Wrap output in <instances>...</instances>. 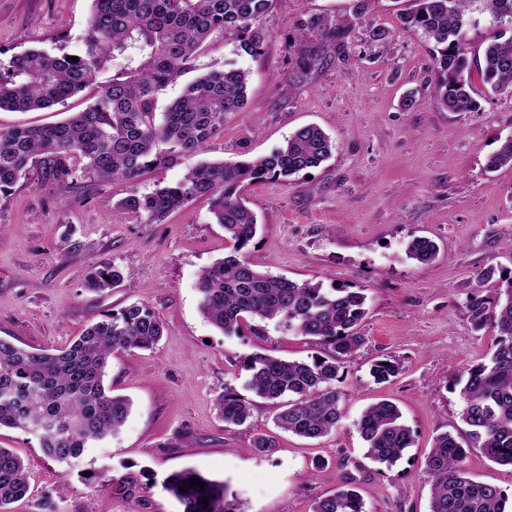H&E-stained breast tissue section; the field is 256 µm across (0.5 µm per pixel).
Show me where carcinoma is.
I'll list each match as a JSON object with an SVG mask.
<instances>
[{
    "instance_id": "1",
    "label": "carcinoma",
    "mask_w": 512,
    "mask_h": 512,
    "mask_svg": "<svg viewBox=\"0 0 512 512\" xmlns=\"http://www.w3.org/2000/svg\"><path fill=\"white\" fill-rule=\"evenodd\" d=\"M472 0H413L401 16L402 29L421 33L433 43L434 104L449 112H472L470 61L462 42ZM496 22L512 20V0H482ZM274 0H92L78 62L67 53L29 48L2 59L0 110L36 111L82 94L87 106L53 125L0 130V193L20 179L67 184L84 180L101 186L134 181L198 156L206 143L224 131V116L247 102L249 71L229 63L186 83L164 111L158 103L167 88L195 69V61L221 32L236 39L237 50L259 54L262 18ZM301 42L290 46L295 77L309 76L327 64L349 36V21L327 16L300 23ZM125 58L121 66L113 61ZM482 79L498 93L512 95V34L501 33L484 50ZM336 145L316 125L296 130L286 145L262 156L235 162L200 161L181 181L132 194L121 206L153 224L190 201L211 200L215 222L232 242L231 252L202 271L198 281L204 318L226 336L238 335L248 318L276 322L285 330L320 340L328 348L323 361L286 360L255 353L244 364L246 387L278 407L276 426L306 439L322 438L343 417L340 369L363 345L360 324L367 314L366 295L345 286L324 288L259 271L242 254L257 233L256 214L241 190L265 180L286 183L317 168ZM512 166V138L505 140L488 168ZM437 254L435 242L415 237L409 258L421 263ZM121 270L100 264L88 273L87 287L104 291L121 284ZM494 301L469 299L472 327L494 333L487 359L452 377L462 402L461 419L471 447L491 462L512 467V276ZM164 336L163 323L148 306L131 303L102 318L67 346L36 349L0 340V428L37 437L44 453L60 461L79 459L85 450L116 435L132 403L112 394L104 379L112 354L150 350ZM399 366L375 361L369 370L378 383L397 376ZM224 426H241L252 404L224 386L216 398ZM374 462L394 465L412 446L411 430L398 407L387 400L370 404L357 421ZM467 451L455 436L438 435L426 459L432 480L430 512H512L496 486L477 481L465 469ZM196 478L204 487L187 485ZM114 490L136 498L144 490L138 476L112 480ZM30 489L28 467L8 448H0V509L24 498ZM163 489L182 512H242L224 482L187 468L169 475ZM313 512H366L350 477L315 501Z\"/></svg>"
}]
</instances>
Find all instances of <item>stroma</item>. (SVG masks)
<instances>
[{
    "label": "stroma",
    "mask_w": 512,
    "mask_h": 512,
    "mask_svg": "<svg viewBox=\"0 0 512 512\" xmlns=\"http://www.w3.org/2000/svg\"><path fill=\"white\" fill-rule=\"evenodd\" d=\"M411 0H373L354 16L353 0H275L263 18L265 39L254 57L237 56L234 41L213 35L196 65L200 71L233 62L251 73L244 111L224 117L223 132L202 159L234 161L284 144L298 128L314 124L336 143L332 157L287 183L247 186L244 196L260 224L246 249L258 269L296 282L347 286L367 296L365 342L341 369L344 416L335 431L308 440L277 430L275 410L252 397V416L225 429L215 397L224 386L245 393L243 363L263 353L289 360L325 354L318 340L251 319L227 336L199 309L202 270L224 258L231 243L197 199L158 224L120 207L131 194L158 182L173 183L183 163L135 181L93 189L77 181L37 185L19 181L0 194V339L24 347L56 348L79 336L101 314L134 302L161 318L165 334L154 351L117 352L107 369L113 394L132 401L119 434L66 464L46 456L33 435L0 429V448L29 466L30 494L7 512H181L162 487L171 473L193 468L226 482L243 512H313L346 475H354L366 512H429L431 482L425 459L435 437L464 436L459 394L448 378L483 360L490 330L468 319L472 295L491 300L480 284L486 268L512 271V167L487 162L512 137V95L494 94L478 66L485 47L502 31L473 0L463 40L473 66L472 112L438 109L429 43L400 28ZM91 0H0V50L26 47L78 52ZM349 20L341 54L295 81L289 50L313 15ZM384 31L375 41L371 32ZM415 91V103L402 100ZM432 239L429 263L409 259L413 237ZM118 266L121 286L94 292L85 283L100 263ZM388 359L399 374L373 381L370 365ZM395 403L413 433V445L393 466L373 462L356 422L370 404ZM277 439L272 455L254 446L256 436ZM127 473L148 489L128 499L111 486L89 484Z\"/></svg>",
    "instance_id": "1"
}]
</instances>
